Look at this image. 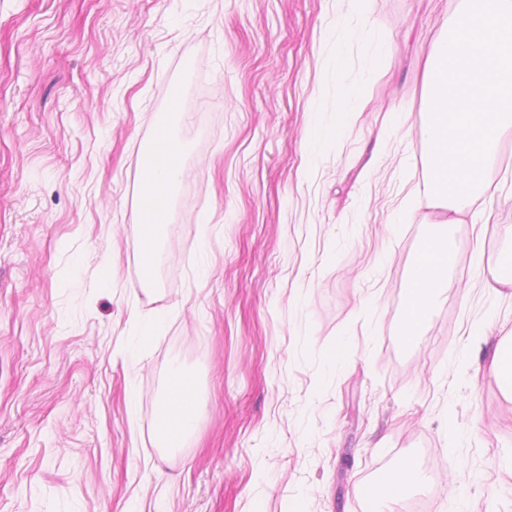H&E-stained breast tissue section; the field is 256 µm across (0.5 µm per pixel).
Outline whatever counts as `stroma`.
<instances>
[{
	"label": "stroma",
	"instance_id": "stroma-1",
	"mask_svg": "<svg viewBox=\"0 0 512 512\" xmlns=\"http://www.w3.org/2000/svg\"><path fill=\"white\" fill-rule=\"evenodd\" d=\"M458 7L372 0V64L336 47L358 0H0V512H512V397L491 374L512 297L485 286L512 244V136L491 224L447 227L448 285L399 339L442 215L414 200L424 64ZM160 112L187 176L147 280ZM175 365L205 412L167 450ZM406 456L420 485L365 499Z\"/></svg>",
	"mask_w": 512,
	"mask_h": 512
}]
</instances>
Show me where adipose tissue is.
<instances>
[{
	"label": "adipose tissue",
	"instance_id": "ef3b65f1",
	"mask_svg": "<svg viewBox=\"0 0 512 512\" xmlns=\"http://www.w3.org/2000/svg\"><path fill=\"white\" fill-rule=\"evenodd\" d=\"M182 153L183 147L179 141L162 136L154 150V162L143 177V234L148 241H155L167 213L170 194L184 176ZM452 261V247L447 239L432 235L420 244L414 274L407 288L400 332L402 341L411 342L419 327L428 320L438 289L448 282V268ZM171 379L174 388L162 401L159 424L164 438L175 443L195 430L203 405L193 383L180 371H172ZM419 481L417 461L405 457L384 474L375 494L382 498L399 499Z\"/></svg>",
	"mask_w": 512,
	"mask_h": 512
}]
</instances>
